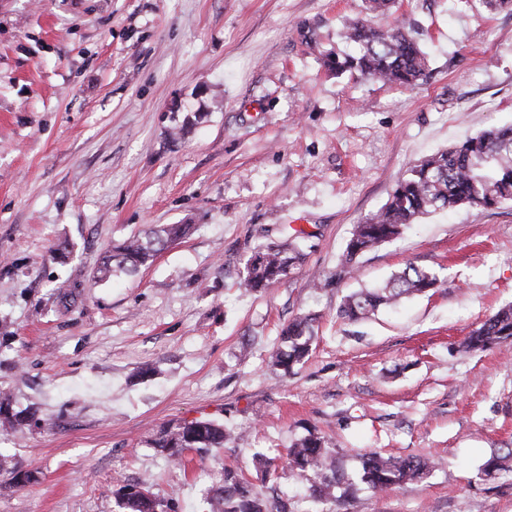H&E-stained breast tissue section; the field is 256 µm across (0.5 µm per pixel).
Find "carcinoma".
I'll return each instance as SVG.
<instances>
[{
    "instance_id": "cac0c4a2",
    "label": "carcinoma",
    "mask_w": 512,
    "mask_h": 512,
    "mask_svg": "<svg viewBox=\"0 0 512 512\" xmlns=\"http://www.w3.org/2000/svg\"><path fill=\"white\" fill-rule=\"evenodd\" d=\"M366 14L348 20L339 37L356 46L344 55L328 53L324 64L343 74L358 73L402 87H411L426 74L427 57L405 21L385 27L375 18L390 11L392 0H365ZM512 202V126L490 127L411 166L398 181L386 203L374 214L354 225L346 244L341 269L349 273L358 255L382 243L392 241L425 214L460 205L491 208ZM191 224H162L143 236L131 237L109 250L97 269L98 279L115 273L132 274L151 264L157 253L171 243L185 238ZM308 236L295 229L291 241L279 245L258 244L247 258L240 286L258 292L282 281L301 261V241ZM436 284L429 271L410 265L392 275L380 288L362 289L344 297L340 314L358 321L383 305L422 293ZM314 338V317L304 314L285 325L280 345L269 359L273 368L290 374L304 363ZM512 339V304L501 307L465 337L469 351H484ZM33 408L17 410L9 394L0 392V435L16 431L35 421ZM233 432L211 419L184 420L162 428L150 442L168 461H180L194 451L204 458L231 441ZM293 474L300 477L309 471L319 480L309 487V497L316 504L339 501L336 490L353 485V479L336 466L325 440L313 433L295 442L286 452ZM427 464L416 456L393 457L368 452L361 457L359 479L370 489L386 492L422 479ZM0 472L9 476L16 487L30 483L32 472L12 464L0 455ZM118 506L124 512H178V501L157 498L142 485L124 484L116 491ZM205 512H290L288 501L270 499L244 478L242 473L226 468L221 484L206 500Z\"/></svg>"
}]
</instances>
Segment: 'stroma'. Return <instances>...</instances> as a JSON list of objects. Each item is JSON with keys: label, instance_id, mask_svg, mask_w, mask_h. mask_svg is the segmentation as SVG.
Here are the masks:
<instances>
[{"label": "stroma", "instance_id": "stroma-1", "mask_svg": "<svg viewBox=\"0 0 512 512\" xmlns=\"http://www.w3.org/2000/svg\"><path fill=\"white\" fill-rule=\"evenodd\" d=\"M363 0H0V388L47 424L0 437L32 470L0 475V512H119L123 483L202 512L222 467L314 512L284 455L323 436L357 476L369 451L427 461L383 495L356 484L337 512H512V341H463L512 302V206L453 207L360 254L354 224L421 159L512 124V12L396 0L428 54L405 88L322 62ZM160 224L191 234L132 275L94 282L112 245ZM310 236L303 265L239 288L258 244ZM70 253L58 255L62 242ZM432 291L350 322L343 298L406 266ZM77 284L71 307L56 300ZM315 316L308 360L268 364L282 325ZM251 356L241 360L242 349ZM212 419L237 439L166 461V425ZM275 463L267 472L255 453Z\"/></svg>", "mask_w": 512, "mask_h": 512}]
</instances>
